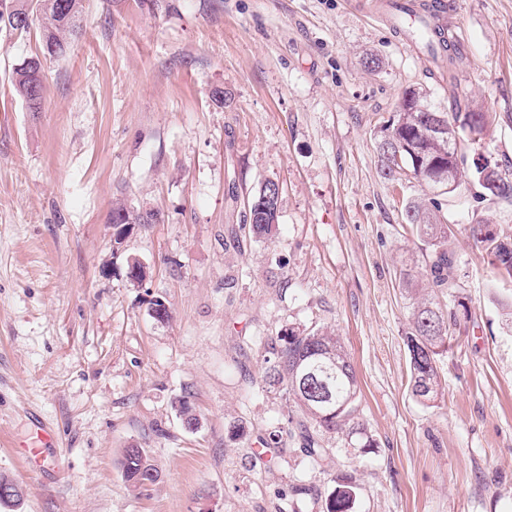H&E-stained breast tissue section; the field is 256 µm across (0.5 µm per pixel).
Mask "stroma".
I'll list each match as a JSON object with an SVG mask.
<instances>
[{"label":"stroma","instance_id":"stroma-1","mask_svg":"<svg viewBox=\"0 0 512 512\" xmlns=\"http://www.w3.org/2000/svg\"><path fill=\"white\" fill-rule=\"evenodd\" d=\"M381 3L85 0L70 51L43 64L38 112L12 75L40 28L0 36V475L27 489L18 512H319L297 487L325 494L341 473L359 485L354 512H512V282L470 231L512 236V201L473 179L439 197L459 263L440 301L466 316L441 397L422 403L401 281L429 248L405 207L435 194L383 178L376 138L407 89L443 110L457 98L493 114L481 151L512 170V0H454L449 63L411 53ZM269 180L279 227L258 241L244 215ZM116 203L158 216L118 250ZM288 328L342 337L374 454L328 433L325 473L289 440L264 453L259 436L288 426V399L263 382ZM38 421L58 441L32 472L15 447L35 445ZM130 446L159 472L138 491L120 466Z\"/></svg>","mask_w":512,"mask_h":512}]
</instances>
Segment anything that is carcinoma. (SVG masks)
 I'll return each mask as SVG.
<instances>
[{"mask_svg":"<svg viewBox=\"0 0 512 512\" xmlns=\"http://www.w3.org/2000/svg\"><path fill=\"white\" fill-rule=\"evenodd\" d=\"M84 0H23L27 10L24 24L7 28L0 17V34L26 31L37 24L41 30L42 54L28 57L15 68L13 82L17 93L25 100L28 110L39 112L43 99V67L40 56L61 57L68 51L66 35L77 28L83 13ZM492 116L458 99L449 103L448 111L432 109L422 92L405 91L392 122L380 130L377 149L380 172L393 180L407 170L418 181L436 189L459 181L464 173V155L449 138L448 132L462 134L478 125L483 133ZM474 178L490 196L512 200V171L499 165H474ZM278 199L267 193L254 195L245 223L257 240L275 236L278 225L274 219ZM440 202L433 196L426 203H410L405 208L406 223L431 248L428 258V284L431 288L453 289L457 286L458 264L455 252L448 247V225L438 220ZM153 213L130 210L127 226L112 225L114 247L122 245L136 224H149ZM472 236L482 244L487 265L499 279L512 281V236L501 235L489 222L472 226ZM456 318L435 299L417 302L410 312V325L404 336L410 359V385L414 396L423 402L435 401L441 393L438 362L448 349L449 331ZM275 361L264 373V383L270 389H283L292 402L295 416L288 438L299 443L301 452L324 471L333 463V449L321 443L320 433H336L345 444L365 455L376 443L359 420V386L356 370L345 350L341 337L311 329L298 333L291 328L281 332L278 342L271 345ZM314 370L317 378L335 396L329 408L319 407L312 399L307 383L300 380L303 373ZM122 474L127 485L140 490L143 481L155 482L159 473L147 452L126 448L122 457ZM333 489L322 500V512H354L358 495L355 478L347 473L333 479Z\"/></svg>","mask_w":512,"mask_h":512,"instance_id":"1","label":"carcinoma"}]
</instances>
